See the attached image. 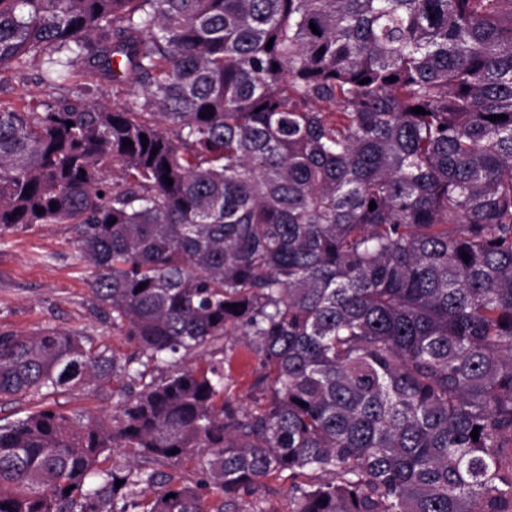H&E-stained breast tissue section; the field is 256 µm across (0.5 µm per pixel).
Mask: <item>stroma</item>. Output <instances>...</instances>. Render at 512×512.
<instances>
[{
	"label": "stroma",
	"instance_id": "1",
	"mask_svg": "<svg viewBox=\"0 0 512 512\" xmlns=\"http://www.w3.org/2000/svg\"><path fill=\"white\" fill-rule=\"evenodd\" d=\"M37 78L33 65L0 73V101L68 97V86L49 91ZM90 278V266L78 258L74 225L21 224L0 231V333L55 329L88 337L94 345L109 346L124 356L132 354V346L98 311ZM259 368L258 360L243 345L227 344L225 382L239 406L249 403ZM49 402L64 411L84 409L103 417L114 411L107 387L56 394Z\"/></svg>",
	"mask_w": 512,
	"mask_h": 512
}]
</instances>
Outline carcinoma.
Wrapping results in <instances>:
<instances>
[{
    "label": "carcinoma",
    "instance_id": "1",
    "mask_svg": "<svg viewBox=\"0 0 512 512\" xmlns=\"http://www.w3.org/2000/svg\"><path fill=\"white\" fill-rule=\"evenodd\" d=\"M31 62L83 81L0 103V230L75 225L137 354L0 333L35 403L0 512H242L284 474L291 512H512V0H0V73ZM107 384L110 422L44 403ZM98 81V91L95 95L97 101L112 106L121 105L125 100L129 99L127 94L129 93L130 86L123 87L122 91L116 93L112 81L104 78H99ZM225 383L235 402L245 407L251 396V385L260 365L258 360L240 343H227L224 351Z\"/></svg>",
    "mask_w": 512,
    "mask_h": 512
}]
</instances>
